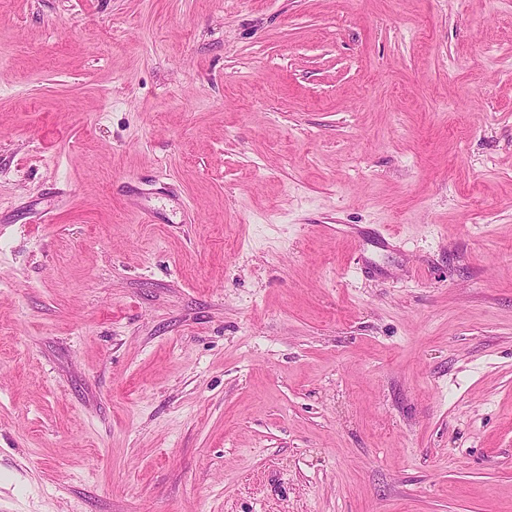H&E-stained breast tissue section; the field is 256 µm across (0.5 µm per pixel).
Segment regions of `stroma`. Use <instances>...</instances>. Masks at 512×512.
Returning <instances> with one entry per match:
<instances>
[{
  "label": "stroma",
  "mask_w": 512,
  "mask_h": 512,
  "mask_svg": "<svg viewBox=\"0 0 512 512\" xmlns=\"http://www.w3.org/2000/svg\"><path fill=\"white\" fill-rule=\"evenodd\" d=\"M0 512H512V0H0Z\"/></svg>",
  "instance_id": "1"
}]
</instances>
